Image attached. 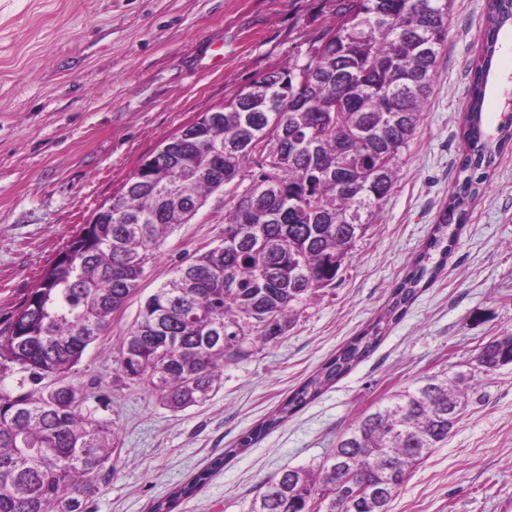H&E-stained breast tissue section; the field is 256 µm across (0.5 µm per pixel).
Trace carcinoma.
Here are the masks:
<instances>
[{
    "instance_id": "1",
    "label": "carcinoma",
    "mask_w": 512,
    "mask_h": 512,
    "mask_svg": "<svg viewBox=\"0 0 512 512\" xmlns=\"http://www.w3.org/2000/svg\"><path fill=\"white\" fill-rule=\"evenodd\" d=\"M325 27L305 33V55L242 88L221 112L182 132L181 155L159 149L169 184L133 174L112 212L102 211L60 251L0 330V512H88L117 434L66 376L139 287L160 241L227 185L224 241L182 262L151 294L121 340L119 370L172 412L206 401L224 363L248 340H275L298 307L332 285L358 237L389 196L399 156L428 102L454 0H334ZM512 0H489L484 38L464 112L462 179L411 269L381 314L336 351L280 408L243 435L244 450L288 414L367 358L448 261L467 206L487 171L512 146V123L487 134L483 107L499 35ZM488 373L512 364V334L481 348ZM463 397L432 377L358 419L315 470L289 469L264 483L250 512H389L410 470L442 447ZM175 487L153 512H173L212 473ZM362 484L368 493L354 494Z\"/></svg>"
}]
</instances>
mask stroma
I'll return each mask as SVG.
<instances>
[{
	"label": "stroma",
	"mask_w": 512,
	"mask_h": 512,
	"mask_svg": "<svg viewBox=\"0 0 512 512\" xmlns=\"http://www.w3.org/2000/svg\"><path fill=\"white\" fill-rule=\"evenodd\" d=\"M333 0H0V328L96 209L142 161L266 72L305 53ZM487 0H455L427 105L394 187L357 238L334 286L300 307L282 336L246 343L219 388L180 413L118 372L141 305L186 258L224 237V191L160 245L138 290L65 381L115 429L116 472L89 512H152L274 413L380 314L448 203L462 155L464 105ZM497 126L512 91V30L500 35ZM512 334V151L488 170L444 270L379 347L223 468L175 512H248L263 483L314 468L355 421L427 378L466 397L448 441L415 466L391 512H512V365L475 361Z\"/></svg>",
	"instance_id": "obj_1"
}]
</instances>
